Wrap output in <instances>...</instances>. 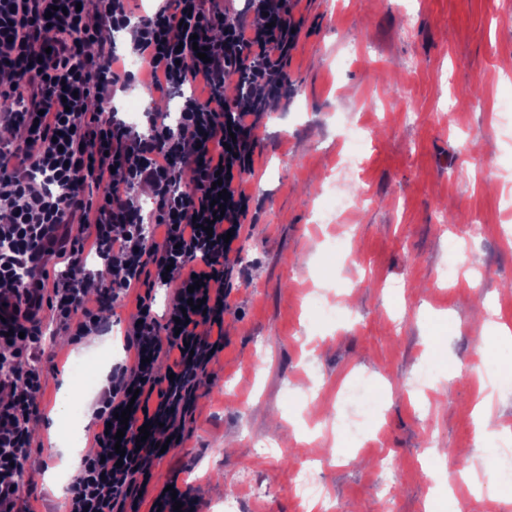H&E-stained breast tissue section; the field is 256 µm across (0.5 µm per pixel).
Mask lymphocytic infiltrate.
<instances>
[{"label":"lymphocytic infiltrate","mask_w":512,"mask_h":512,"mask_svg":"<svg viewBox=\"0 0 512 512\" xmlns=\"http://www.w3.org/2000/svg\"><path fill=\"white\" fill-rule=\"evenodd\" d=\"M128 2L95 0L87 12L78 0H0V96L31 88L0 113L11 133L0 142V302L44 298L56 325L78 343L101 324L84 306L87 284L99 282L107 307L130 288L145 289L126 329L134 359L113 367L96 400V451L80 461L68 512H140L159 444L182 443L187 395L224 347L211 333L224 326L229 295L224 265L233 245L223 237L240 232L249 206L242 183L257 142L251 118L287 97L288 54L300 28L293 0H245L236 11L224 0H163L141 17ZM251 13L259 22H248ZM124 30L144 74L120 68L111 49ZM234 71L239 80L227 85ZM143 78L157 92L181 94L175 124L154 112L140 126L119 117L117 90ZM198 82L208 97L193 93ZM220 170L229 179L217 180ZM217 181L229 195L219 216ZM142 187L154 198L147 214L138 202ZM92 211L98 222L90 244L114 274L100 281L87 269L81 236L61 242L64 269L47 271L51 233L86 223ZM147 224L164 227L163 238L144 233ZM162 286L174 293L159 316L152 291ZM192 299L203 309H190ZM43 353L32 307L0 324V512H17L31 424L40 415ZM124 410L123 425L117 415Z\"/></svg>","instance_id":"1"}]
</instances>
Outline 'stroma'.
Here are the masks:
<instances>
[{
    "mask_svg": "<svg viewBox=\"0 0 512 512\" xmlns=\"http://www.w3.org/2000/svg\"><path fill=\"white\" fill-rule=\"evenodd\" d=\"M293 14L302 26L288 62L291 92L262 113L244 177L252 200L230 255L224 349L195 389L182 445L154 463L152 483L189 493L200 512H222L246 470L255 490L242 512H308L290 491L294 466L308 463L339 512H378L387 492L399 512H453L421 470L431 428L495 474L480 507L512 512L499 499L512 461L498 438L481 445L473 425L486 398L500 432L512 433V383L499 376L512 346L474 320L480 299L499 324H512V239L500 235L512 207V181L501 175L512 168V119L494 104L512 84V0H298ZM349 121L366 127L356 184L367 200L340 240L316 218ZM476 216L488 224L471 247L480 279L444 284ZM135 310L131 293L107 313L95 344L48 337L54 357L41 361L20 507L60 512L64 501L44 474L55 469L70 483L71 441L59 431L63 448H51L49 412L67 400L63 376L93 361L90 385L78 390L80 437L92 439L94 403L127 357L121 323ZM352 416L370 443L362 453L336 426ZM253 438L277 454L258 457ZM324 444L336 454L322 461Z\"/></svg>",
    "mask_w": 512,
    "mask_h": 512,
    "instance_id": "35a3bbf8",
    "label": "stroma"
}]
</instances>
